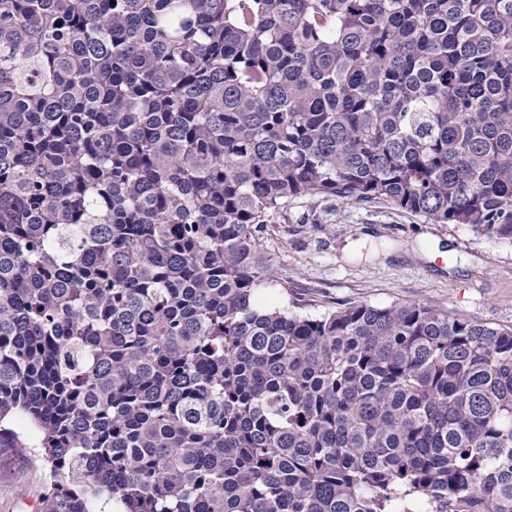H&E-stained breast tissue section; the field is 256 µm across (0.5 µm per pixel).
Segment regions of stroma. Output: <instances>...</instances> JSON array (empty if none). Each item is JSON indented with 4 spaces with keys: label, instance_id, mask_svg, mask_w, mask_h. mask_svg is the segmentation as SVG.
Here are the masks:
<instances>
[{
    "label": "stroma",
    "instance_id": "35a3bbf8",
    "mask_svg": "<svg viewBox=\"0 0 512 512\" xmlns=\"http://www.w3.org/2000/svg\"><path fill=\"white\" fill-rule=\"evenodd\" d=\"M262 248L288 285L264 300L304 315L350 303L419 301L512 327V246L392 204L297 198L273 214ZM0 436V512H42L51 477L26 419Z\"/></svg>",
    "mask_w": 512,
    "mask_h": 512
}]
</instances>
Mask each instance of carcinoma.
I'll list each match as a JSON object with an SVG mask.
<instances>
[{"label":"carcinoma","instance_id":"carcinoma-1","mask_svg":"<svg viewBox=\"0 0 512 512\" xmlns=\"http://www.w3.org/2000/svg\"><path fill=\"white\" fill-rule=\"evenodd\" d=\"M306 197L512 245V0H0V423L44 512H512V328L261 302Z\"/></svg>","mask_w":512,"mask_h":512}]
</instances>
